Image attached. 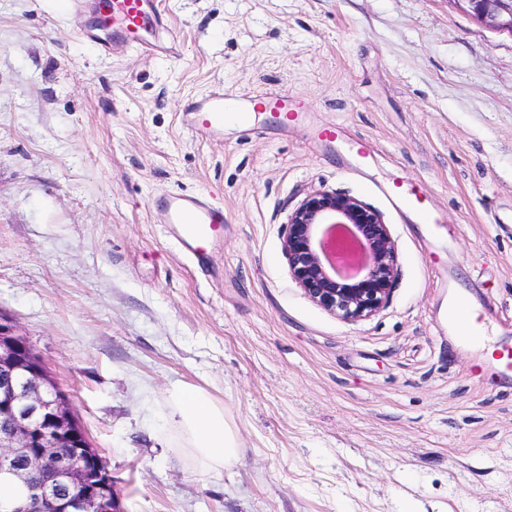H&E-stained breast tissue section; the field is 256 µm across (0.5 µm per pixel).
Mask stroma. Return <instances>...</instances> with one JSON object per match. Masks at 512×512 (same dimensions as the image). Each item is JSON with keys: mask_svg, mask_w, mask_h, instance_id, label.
Wrapping results in <instances>:
<instances>
[{"mask_svg": "<svg viewBox=\"0 0 512 512\" xmlns=\"http://www.w3.org/2000/svg\"><path fill=\"white\" fill-rule=\"evenodd\" d=\"M159 2L175 62L100 54L67 0H0V311L69 393L124 512H512V386L446 329L470 299L512 346V35L463 0ZM217 88L309 110L284 134L194 137L182 106ZM317 189L362 200L395 241L369 319L290 275L286 224ZM168 192L224 208L205 267L153 221ZM175 384L223 405L242 448L223 475L194 477Z\"/></svg>", "mask_w": 512, "mask_h": 512, "instance_id": "stroma-1", "label": "stroma"}]
</instances>
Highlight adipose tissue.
<instances>
[{
  "label": "adipose tissue",
  "instance_id": "1",
  "mask_svg": "<svg viewBox=\"0 0 512 512\" xmlns=\"http://www.w3.org/2000/svg\"><path fill=\"white\" fill-rule=\"evenodd\" d=\"M165 402L178 417L199 478L221 474L239 460L238 438L224 419L223 406L208 391L175 384L167 390Z\"/></svg>",
  "mask_w": 512,
  "mask_h": 512
}]
</instances>
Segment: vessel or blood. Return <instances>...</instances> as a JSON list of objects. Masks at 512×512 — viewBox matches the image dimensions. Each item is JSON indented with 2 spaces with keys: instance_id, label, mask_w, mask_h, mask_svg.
<instances>
[{
  "instance_id": "vessel-or-blood-1",
  "label": "vessel or blood",
  "mask_w": 512,
  "mask_h": 512,
  "mask_svg": "<svg viewBox=\"0 0 512 512\" xmlns=\"http://www.w3.org/2000/svg\"><path fill=\"white\" fill-rule=\"evenodd\" d=\"M79 8H91L90 37L103 53L120 43L156 56L177 58L181 45L170 34L159 0H74ZM294 104L278 96L265 102L244 92L214 89L189 98L183 109V124L196 136L220 140L225 130L244 137L262 135L288 127V110ZM150 211L159 224L170 225L175 238L193 261H201L211 244L224 231V209L204 193H168L156 198Z\"/></svg>"
}]
</instances>
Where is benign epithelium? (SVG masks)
I'll return each instance as SVG.
<instances>
[{"label":"benign epithelium","instance_id":"7a95c632","mask_svg":"<svg viewBox=\"0 0 512 512\" xmlns=\"http://www.w3.org/2000/svg\"><path fill=\"white\" fill-rule=\"evenodd\" d=\"M465 2L487 26L512 32V0ZM282 252L304 295L345 321L368 319L389 302L396 245L381 216L356 197L312 191L290 215ZM87 458L103 467L69 394L17 322L0 313V483L16 488L5 509L123 512L119 495L87 489Z\"/></svg>","mask_w":512,"mask_h":512}]
</instances>
